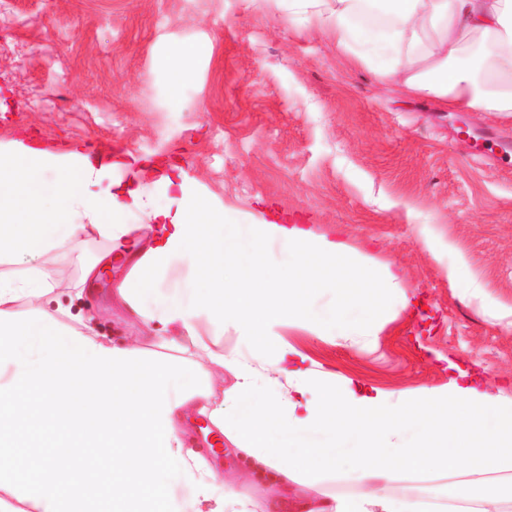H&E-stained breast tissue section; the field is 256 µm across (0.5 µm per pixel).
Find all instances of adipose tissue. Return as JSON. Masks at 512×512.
<instances>
[{
	"instance_id": "ef3b65f1",
	"label": "adipose tissue",
	"mask_w": 512,
	"mask_h": 512,
	"mask_svg": "<svg viewBox=\"0 0 512 512\" xmlns=\"http://www.w3.org/2000/svg\"><path fill=\"white\" fill-rule=\"evenodd\" d=\"M294 14L334 35L338 48L407 96L451 112L512 114V0H288ZM151 167L154 181L144 182ZM129 154L59 152L22 141L0 144V512H257L255 501L215 495L216 472L188 448L186 411L207 418L238 455L275 485L322 492L354 475L360 491L315 512H438L411 482L447 478L445 496L462 512H500L502 494L459 480L449 448L474 471L512 463V403L452 384L403 403L376 387L318 371L281 334L296 326L322 336H372L363 289L397 285L344 242L300 224L254 220L217 205L186 172ZM152 232L140 248L129 213ZM247 236H240V225ZM95 235L115 263L131 262L120 298L160 346L182 339L231 373L216 395L188 360L118 346L75 328L44 307L60 289L43 257ZM288 252L256 270L266 243ZM196 272L182 289H162L173 265ZM234 355L220 351L227 329ZM184 487L192 500L176 493Z\"/></svg>"
}]
</instances>
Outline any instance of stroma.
Listing matches in <instances>:
<instances>
[{
  "label": "stroma",
  "mask_w": 512,
  "mask_h": 512,
  "mask_svg": "<svg viewBox=\"0 0 512 512\" xmlns=\"http://www.w3.org/2000/svg\"><path fill=\"white\" fill-rule=\"evenodd\" d=\"M192 53L171 110L159 74ZM58 151L111 147L181 165L225 208L298 220L375 267L390 266L412 303L397 317L369 308L374 336L287 328L315 366L412 399L466 380L512 398V116L448 112L394 92L333 37L298 24L286 0H0V142ZM496 151L480 157L476 142ZM111 245L42 264L63 283L87 280L62 304L106 341L155 348L156 331L117 293L126 268L86 263ZM204 418L187 438L216 471L217 492L258 512H308L248 473Z\"/></svg>",
  "instance_id": "obj_1"
}]
</instances>
